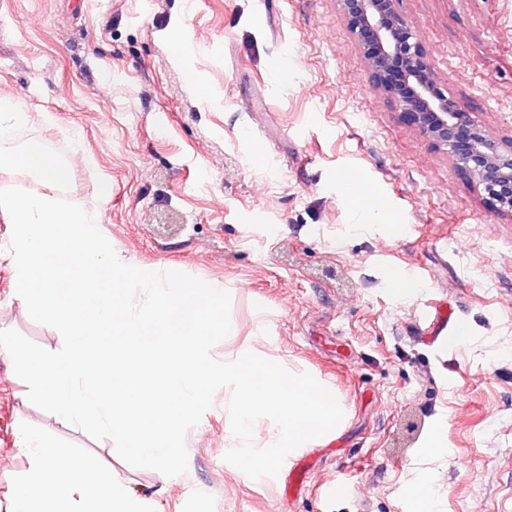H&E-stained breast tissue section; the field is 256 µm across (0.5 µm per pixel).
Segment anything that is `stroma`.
<instances>
[{
	"label": "stroma",
	"mask_w": 512,
	"mask_h": 512,
	"mask_svg": "<svg viewBox=\"0 0 512 512\" xmlns=\"http://www.w3.org/2000/svg\"><path fill=\"white\" fill-rule=\"evenodd\" d=\"M399 11L435 82L512 136V0ZM1 94L30 115L22 139L73 162L68 200L100 212L123 262L223 284L238 336L214 359L244 347L314 375L347 419L293 455L302 485L254 480L224 459V388L185 436L187 472L164 480L31 404L0 356V512L33 465L23 427L111 468L151 512H194V488L207 512H413L421 482L439 512H512V215L373 89L336 0H0ZM351 170L364 218L344 199ZM409 269L423 278L403 300ZM433 306L461 317L459 344L422 322ZM0 328L62 346L1 260Z\"/></svg>",
	"instance_id": "35a3bbf8"
}]
</instances>
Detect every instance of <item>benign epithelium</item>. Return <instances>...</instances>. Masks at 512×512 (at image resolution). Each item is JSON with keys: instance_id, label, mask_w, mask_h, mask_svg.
Returning a JSON list of instances; mask_svg holds the SVG:
<instances>
[{"instance_id": "7a95c632", "label": "benign epithelium", "mask_w": 512, "mask_h": 512, "mask_svg": "<svg viewBox=\"0 0 512 512\" xmlns=\"http://www.w3.org/2000/svg\"><path fill=\"white\" fill-rule=\"evenodd\" d=\"M363 51L373 87L402 118L446 150L483 199L512 215V138L493 134L434 79L420 34L399 0H337Z\"/></svg>"}]
</instances>
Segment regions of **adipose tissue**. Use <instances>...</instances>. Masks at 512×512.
I'll use <instances>...</instances> for the list:
<instances>
[{
	"label": "adipose tissue",
	"mask_w": 512,
	"mask_h": 512,
	"mask_svg": "<svg viewBox=\"0 0 512 512\" xmlns=\"http://www.w3.org/2000/svg\"><path fill=\"white\" fill-rule=\"evenodd\" d=\"M18 444L34 450L35 460L15 489L14 512H74L77 497L82 512H147L111 471L92 473L81 459H62L59 446L41 432L23 430Z\"/></svg>",
	"instance_id": "adipose-tissue-1"
}]
</instances>
